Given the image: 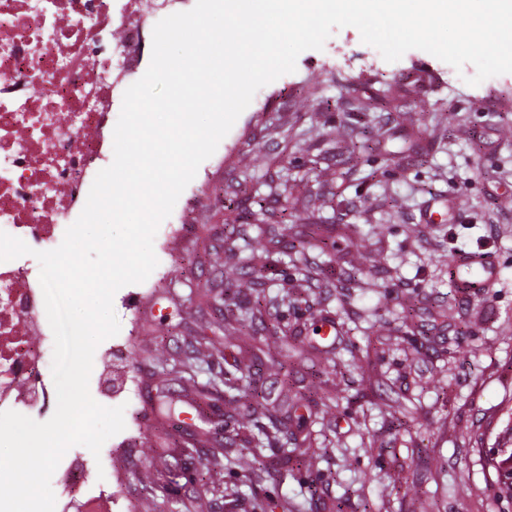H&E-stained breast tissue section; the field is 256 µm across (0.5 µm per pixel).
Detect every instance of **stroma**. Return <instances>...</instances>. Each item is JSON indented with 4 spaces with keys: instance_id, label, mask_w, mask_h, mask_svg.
Masks as SVG:
<instances>
[{
    "instance_id": "1",
    "label": "stroma",
    "mask_w": 512,
    "mask_h": 512,
    "mask_svg": "<svg viewBox=\"0 0 512 512\" xmlns=\"http://www.w3.org/2000/svg\"><path fill=\"white\" fill-rule=\"evenodd\" d=\"M474 73L419 49L385 61L346 26L256 92L160 224L156 269L114 296L128 381L111 404L125 428L99 455L77 449L100 458L112 496L86 507L77 478L52 482L56 497L83 512H421L427 497L433 512H512L494 503L480 455L512 416V73L467 85ZM364 135L374 149L352 151ZM278 177L288 188L276 200ZM304 216L326 250H291ZM359 229L374 260L357 271ZM245 249L252 297L224 286ZM476 249L498 279L464 298L434 259ZM404 306L416 311L405 326ZM245 367L279 416L313 418L312 445L298 427L288 439L301 458L291 471L274 472L271 454L266 470L247 467L276 438L224 423ZM316 391L339 408L314 409ZM406 406L420 425L394 431ZM190 457L203 480L169 496L148 484Z\"/></svg>"
}]
</instances>
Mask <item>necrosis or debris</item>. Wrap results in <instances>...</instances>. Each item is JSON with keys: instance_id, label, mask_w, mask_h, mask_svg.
Returning a JSON list of instances; mask_svg holds the SVG:
<instances>
[{"instance_id": "necrosis-or-debris-1", "label": "necrosis or debris", "mask_w": 512, "mask_h": 512, "mask_svg": "<svg viewBox=\"0 0 512 512\" xmlns=\"http://www.w3.org/2000/svg\"><path fill=\"white\" fill-rule=\"evenodd\" d=\"M158 0H0V230L32 249L58 245L109 165L112 74L138 56L135 32ZM54 337L39 275L0 262V407L26 384L25 407L48 414L38 351Z\"/></svg>"}]
</instances>
